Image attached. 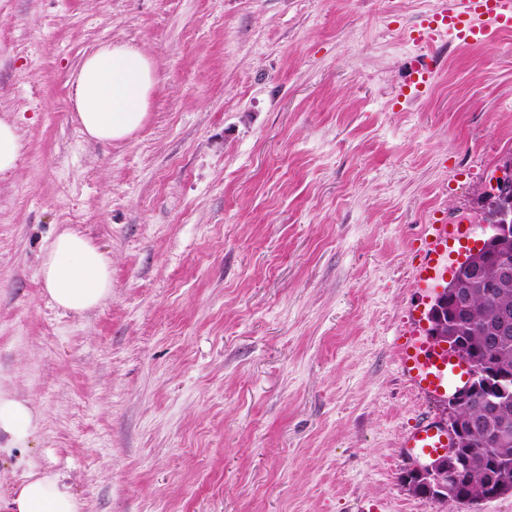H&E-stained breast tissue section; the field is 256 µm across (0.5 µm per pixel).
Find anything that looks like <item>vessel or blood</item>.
Segmentation results:
<instances>
[{
	"mask_svg": "<svg viewBox=\"0 0 512 512\" xmlns=\"http://www.w3.org/2000/svg\"><path fill=\"white\" fill-rule=\"evenodd\" d=\"M512 31V0H467L464 9L452 7L435 12L428 25L418 30L417 42L430 44L448 36L460 46L487 42ZM476 228L471 224H427L420 234L421 260L416 268L417 287L433 290L443 287L452 266L450 247L471 239ZM399 369L405 382L430 400L444 401L466 386L470 368L465 360L437 346L408 326L398 345ZM444 419L425 414L404 438L403 446L412 457L432 458L450 446Z\"/></svg>",
	"mask_w": 512,
	"mask_h": 512,
	"instance_id": "vessel-or-blood-1",
	"label": "vessel or blood"
}]
</instances>
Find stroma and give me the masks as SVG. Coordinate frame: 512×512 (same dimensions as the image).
<instances>
[{"label": "stroma", "instance_id": "obj_1", "mask_svg": "<svg viewBox=\"0 0 512 512\" xmlns=\"http://www.w3.org/2000/svg\"><path fill=\"white\" fill-rule=\"evenodd\" d=\"M442 0H0V384L25 454L81 512H512L412 494L401 380L430 306L423 225L480 223L512 162V32L408 42ZM155 60L146 123L83 137L70 82L104 43ZM434 51L426 94L401 89ZM112 258L77 317L40 278L61 227ZM21 148L17 125L6 113L0 115V175L16 170Z\"/></svg>", "mask_w": 512, "mask_h": 512}]
</instances>
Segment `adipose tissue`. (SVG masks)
<instances>
[{
	"label": "adipose tissue",
	"instance_id": "obj_1",
	"mask_svg": "<svg viewBox=\"0 0 512 512\" xmlns=\"http://www.w3.org/2000/svg\"><path fill=\"white\" fill-rule=\"evenodd\" d=\"M156 86V64L143 50L122 43L100 45L84 58L72 81L82 133L97 141L129 139L145 124ZM40 278L58 307L82 316L111 297L112 259L65 227L42 252ZM38 426L31 399L0 388V459H13L23 471L19 483L0 491V512H79L71 486L21 454Z\"/></svg>",
	"mask_w": 512,
	"mask_h": 512
}]
</instances>
